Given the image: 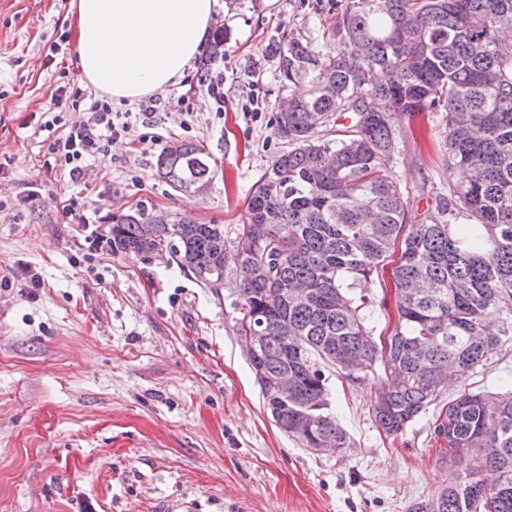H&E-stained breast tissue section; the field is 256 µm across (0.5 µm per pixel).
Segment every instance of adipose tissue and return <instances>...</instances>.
I'll use <instances>...</instances> for the list:
<instances>
[{
    "mask_svg": "<svg viewBox=\"0 0 512 512\" xmlns=\"http://www.w3.org/2000/svg\"><path fill=\"white\" fill-rule=\"evenodd\" d=\"M80 76L112 101L176 84L206 43L218 0H76Z\"/></svg>",
    "mask_w": 512,
    "mask_h": 512,
    "instance_id": "obj_1",
    "label": "adipose tissue"
}]
</instances>
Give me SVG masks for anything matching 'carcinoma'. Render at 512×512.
Returning a JSON list of instances; mask_svg holds the SVG:
<instances>
[{
  "label": "carcinoma",
  "mask_w": 512,
  "mask_h": 512,
  "mask_svg": "<svg viewBox=\"0 0 512 512\" xmlns=\"http://www.w3.org/2000/svg\"><path fill=\"white\" fill-rule=\"evenodd\" d=\"M320 10L335 17L324 48L291 29L264 50L282 88L306 95L277 105L283 149L252 187L236 274L239 322H266L250 361L274 422L305 448L329 437L343 454L350 437L328 413L325 369L353 383L392 377L372 408L392 437L435 404L448 368L462 379L512 341V0H327ZM418 112L445 113L442 162L467 178L410 224L393 117ZM156 168L180 193L212 180L187 141L163 148ZM109 233L112 252L165 248L200 281L225 270L222 224L138 209L113 217ZM388 267L397 320L376 342L368 300L352 288ZM295 283L309 285L308 301L285 295ZM283 372L296 380L286 397L273 384ZM433 434L448 462L473 466L409 512H512L511 390L461 392Z\"/></svg>",
  "instance_id": "carcinoma-1"
}]
</instances>
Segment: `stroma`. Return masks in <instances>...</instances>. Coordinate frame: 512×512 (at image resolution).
<instances>
[{
    "mask_svg": "<svg viewBox=\"0 0 512 512\" xmlns=\"http://www.w3.org/2000/svg\"><path fill=\"white\" fill-rule=\"evenodd\" d=\"M213 28L230 33L222 61L196 57L155 93L148 139L113 137L81 180L55 163L46 114L87 119L57 88L81 82L72 0H0V512H408L455 482L430 427L459 390L512 384V343L449 383L397 438L377 429L369 384L327 369L330 411L347 431L344 456L303 448L265 406L237 332L235 274L213 288L171 253H113V215L142 210L224 227L227 265L245 243L254 183L282 148L283 91L264 57L280 31L304 27L323 46L318 0H221ZM224 82V103L203 78ZM394 171L418 223L437 188L457 183L442 163L443 113L398 117ZM194 142L213 171L200 193L173 191L156 157ZM76 203L66 214V200Z\"/></svg>",
    "mask_w": 512,
    "mask_h": 512,
    "instance_id": "stroma-1",
    "label": "stroma"
}]
</instances>
